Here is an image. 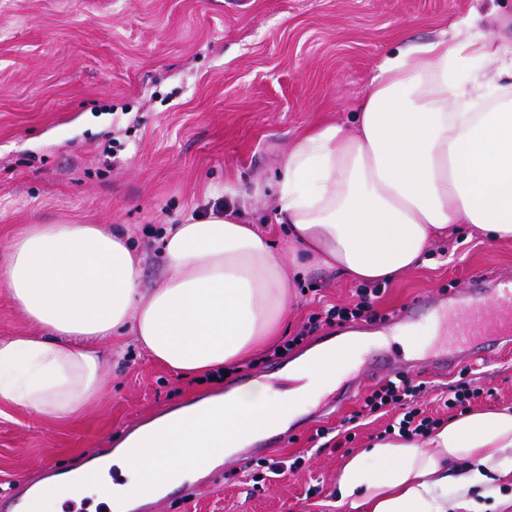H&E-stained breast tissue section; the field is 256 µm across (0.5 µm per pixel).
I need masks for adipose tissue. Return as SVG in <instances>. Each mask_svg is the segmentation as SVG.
Returning a JSON list of instances; mask_svg holds the SVG:
<instances>
[{
    "instance_id": "adipose-tissue-1",
    "label": "adipose tissue",
    "mask_w": 512,
    "mask_h": 512,
    "mask_svg": "<svg viewBox=\"0 0 512 512\" xmlns=\"http://www.w3.org/2000/svg\"><path fill=\"white\" fill-rule=\"evenodd\" d=\"M279 172L272 222H252L243 200L167 225L150 288L121 230L25 225L0 260V288L35 333L0 339V405L77 415L105 391L102 343L126 334L176 373L222 370L277 336L309 270L388 281L461 224L512 241V39L477 28L384 57L351 124L309 129ZM492 479L512 484V407L374 442L341 468L336 504L479 512L471 492Z\"/></svg>"
}]
</instances>
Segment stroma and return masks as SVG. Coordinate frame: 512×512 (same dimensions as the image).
<instances>
[{"label": "stroma", "mask_w": 512, "mask_h": 512, "mask_svg": "<svg viewBox=\"0 0 512 512\" xmlns=\"http://www.w3.org/2000/svg\"><path fill=\"white\" fill-rule=\"evenodd\" d=\"M497 8L488 35L512 33V0H0V258L27 224H117L145 256L144 287L162 276L165 225L252 193L256 222L274 210L278 162L310 127L349 123L381 59L410 42L462 29L470 9ZM512 275V242L460 234L389 282L377 308L392 314L425 294L445 296L475 275ZM353 284L326 270L294 281L283 337L346 302ZM266 363L213 382L179 377L134 344L106 360V393L73 418L21 407L0 412V484L38 479L45 464L74 468L117 445L129 427L237 386L266 383ZM429 415L461 383L476 409L512 407V347L428 366ZM360 400L322 424L284 433L272 462L302 457L263 493L238 456L192 499L173 491L152 512H338L336 476L383 432L387 417L359 416ZM358 415L355 439L323 443L318 427Z\"/></svg>", "instance_id": "obj_1"}]
</instances>
